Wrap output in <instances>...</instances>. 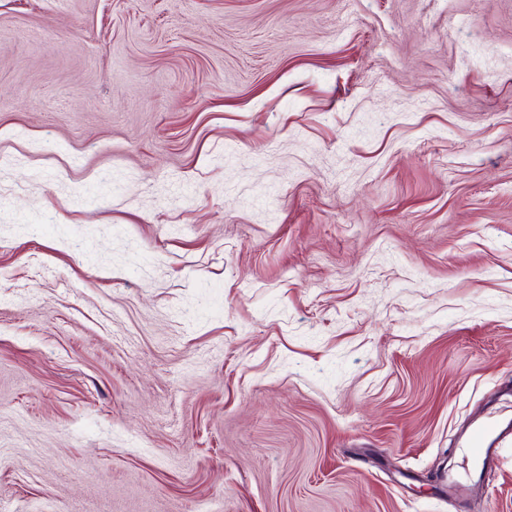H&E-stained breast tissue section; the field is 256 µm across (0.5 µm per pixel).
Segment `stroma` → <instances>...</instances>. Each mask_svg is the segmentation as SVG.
<instances>
[{
    "instance_id": "35a3bbf8",
    "label": "stroma",
    "mask_w": 512,
    "mask_h": 512,
    "mask_svg": "<svg viewBox=\"0 0 512 512\" xmlns=\"http://www.w3.org/2000/svg\"><path fill=\"white\" fill-rule=\"evenodd\" d=\"M512 0H0V512H512ZM503 415L490 413L477 422L467 433L464 443L465 450L473 461L472 472L469 473V483L472 476L481 473L499 453L496 440L502 434Z\"/></svg>"
}]
</instances>
